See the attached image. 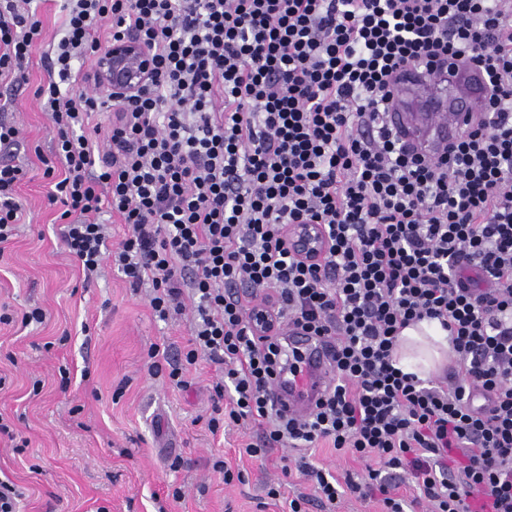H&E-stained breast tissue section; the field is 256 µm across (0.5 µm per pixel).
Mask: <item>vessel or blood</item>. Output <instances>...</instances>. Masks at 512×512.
<instances>
[{"label":"vessel or blood","mask_w":512,"mask_h":512,"mask_svg":"<svg viewBox=\"0 0 512 512\" xmlns=\"http://www.w3.org/2000/svg\"><path fill=\"white\" fill-rule=\"evenodd\" d=\"M487 88L482 70L449 59L447 80L436 85L417 72L402 81L396 102L388 114L400 129L425 152L442 150L456 141L485 108ZM290 347L304 352L309 361L298 374L276 381L278 403L295 413L308 412L329 380L314 341L304 336L288 339Z\"/></svg>","instance_id":"1"}]
</instances>
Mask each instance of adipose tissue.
Returning <instances> with one entry per match:
<instances>
[{
  "label": "adipose tissue",
  "instance_id": "ef3b65f1",
  "mask_svg": "<svg viewBox=\"0 0 512 512\" xmlns=\"http://www.w3.org/2000/svg\"><path fill=\"white\" fill-rule=\"evenodd\" d=\"M448 350L447 331L438 321L425 320L401 331L395 357L403 372L424 379L445 364Z\"/></svg>",
  "mask_w": 512,
  "mask_h": 512
}]
</instances>
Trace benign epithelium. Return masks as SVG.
<instances>
[{
    "label": "benign epithelium",
    "instance_id": "1",
    "mask_svg": "<svg viewBox=\"0 0 512 512\" xmlns=\"http://www.w3.org/2000/svg\"><path fill=\"white\" fill-rule=\"evenodd\" d=\"M98 76L101 87L115 100L133 95L152 74V58L142 43L122 37L98 52ZM291 242L297 257L314 259L329 243L319 224H296L292 227Z\"/></svg>",
    "mask_w": 512,
    "mask_h": 512
}]
</instances>
